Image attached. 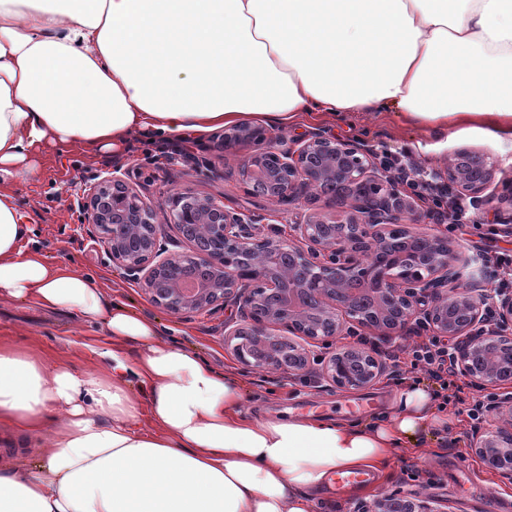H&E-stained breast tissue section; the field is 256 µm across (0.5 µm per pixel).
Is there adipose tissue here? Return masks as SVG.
I'll list each match as a JSON object with an SVG mask.
<instances>
[{
	"mask_svg": "<svg viewBox=\"0 0 512 512\" xmlns=\"http://www.w3.org/2000/svg\"><path fill=\"white\" fill-rule=\"evenodd\" d=\"M391 110L512 142V0H0V301L112 340L102 371L0 342V434L43 449L0 464V512H320L336 476L385 479L439 425L422 383L371 422L257 415L239 378L29 247L18 198L49 149Z\"/></svg>",
	"mask_w": 512,
	"mask_h": 512,
	"instance_id": "ef3b65f1",
	"label": "adipose tissue"
}]
</instances>
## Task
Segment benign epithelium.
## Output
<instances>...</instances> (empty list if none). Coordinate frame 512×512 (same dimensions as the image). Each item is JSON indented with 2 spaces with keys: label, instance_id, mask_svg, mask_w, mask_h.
Here are the masks:
<instances>
[{
  "label": "benign epithelium",
  "instance_id": "benign-epithelium-1",
  "mask_svg": "<svg viewBox=\"0 0 512 512\" xmlns=\"http://www.w3.org/2000/svg\"><path fill=\"white\" fill-rule=\"evenodd\" d=\"M264 144L239 163L245 191L293 210L317 195L336 210L310 213L270 231L210 196L176 192L153 205L116 175L82 187L85 222L149 300L174 314L235 309L224 320V347L253 371L304 377L313 361L309 341L336 343L348 324L379 336H404L415 322L452 342L454 370L504 396L488 409L492 427L471 437V451L512 480V290L492 292L476 260L448 234L417 224H479L497 203L512 222V180L496 192L497 166L485 153L456 150L432 177L452 200L437 212L404 177L376 162L369 146L314 129L279 147L250 124L224 129V149ZM167 224L156 221L157 211ZM189 252L175 253L165 227ZM338 391L364 390L386 373L358 346L323 360ZM351 512H440L428 497L385 493Z\"/></svg>",
  "mask_w": 512,
  "mask_h": 512
}]
</instances>
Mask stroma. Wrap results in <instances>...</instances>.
Segmentation results:
<instances>
[{
	"label": "stroma",
	"mask_w": 512,
	"mask_h": 512,
	"mask_svg": "<svg viewBox=\"0 0 512 512\" xmlns=\"http://www.w3.org/2000/svg\"><path fill=\"white\" fill-rule=\"evenodd\" d=\"M316 127L340 138L363 141L379 152H405L418 170L428 173L442 170L454 151L469 148L490 154L502 177L512 176L511 143L496 142L483 131L460 133L452 128L445 133L426 132L402 123L392 113L371 112L317 125L305 122L295 127H274L270 134L285 147ZM241 157V152L225 151L224 131L220 128L199 142L169 143L161 155L155 145L144 144L137 137L121 151L90 155L76 148L65 157L49 151L41 159V180L20 188L19 199L33 221V244L49 260L73 265L91 275L109 298L124 301L136 313L157 319L165 338L196 349L218 369L243 376L254 411L266 416L289 412L351 417L361 422L390 412L396 385L389 379H381L367 390L339 392L322 375L319 360L330 356L334 345H314L317 361L301 379L245 370L224 348L223 311L178 316L156 307L141 284L128 280L112 264L102 247L100 230L81 222L72 195L76 185L96 182L100 175L115 170L148 201L161 202L177 191L212 196L227 206L265 217L271 226L284 227L288 216L281 206L252 197L238 181ZM0 340L31 345L52 364L91 370L104 366L97 354L107 343L101 328L31 304H0ZM472 433L466 416L449 415L447 428L431 429L428 454L416 457L400 453L383 485H369L361 492L338 484L327 489L328 512H350L357 501L369 502L392 491L429 495L444 512H512V481L482 466L470 449Z\"/></svg>",
	"instance_id": "35a3bbf8"
}]
</instances>
